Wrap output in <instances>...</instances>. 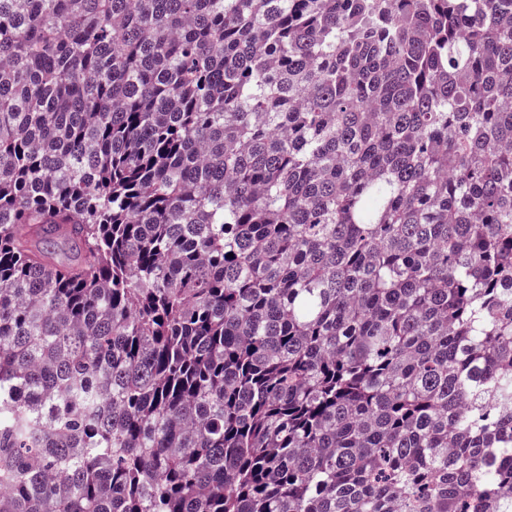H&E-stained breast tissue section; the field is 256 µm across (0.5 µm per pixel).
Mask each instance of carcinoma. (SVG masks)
Here are the masks:
<instances>
[{"mask_svg": "<svg viewBox=\"0 0 512 512\" xmlns=\"http://www.w3.org/2000/svg\"><path fill=\"white\" fill-rule=\"evenodd\" d=\"M0 512H512V0H0Z\"/></svg>", "mask_w": 512, "mask_h": 512, "instance_id": "carcinoma-1", "label": "carcinoma"}]
</instances>
